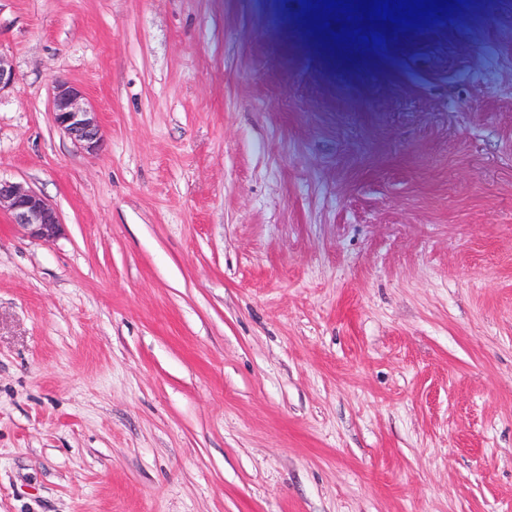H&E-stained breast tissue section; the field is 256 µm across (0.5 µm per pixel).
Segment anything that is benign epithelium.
Returning a JSON list of instances; mask_svg holds the SVG:
<instances>
[{
    "label": "benign epithelium",
    "mask_w": 512,
    "mask_h": 512,
    "mask_svg": "<svg viewBox=\"0 0 512 512\" xmlns=\"http://www.w3.org/2000/svg\"><path fill=\"white\" fill-rule=\"evenodd\" d=\"M53 120L77 148L87 152L100 149L103 134L99 113L85 101L83 93L67 81L57 82ZM2 211L8 212L14 227L28 238L52 241L64 232L57 209L21 183L0 179Z\"/></svg>",
    "instance_id": "obj_1"
}]
</instances>
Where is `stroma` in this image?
Wrapping results in <instances>:
<instances>
[{
    "label": "stroma",
    "mask_w": 512,
    "mask_h": 512,
    "mask_svg": "<svg viewBox=\"0 0 512 512\" xmlns=\"http://www.w3.org/2000/svg\"><path fill=\"white\" fill-rule=\"evenodd\" d=\"M308 10L0 0V512H512V0ZM55 126L65 133L74 145L87 152L100 149L103 134L99 118L83 93L67 81H58L53 98ZM10 215L11 223L24 236L52 241L64 232L57 209L23 184L0 179V212Z\"/></svg>",
    "instance_id": "1"
}]
</instances>
